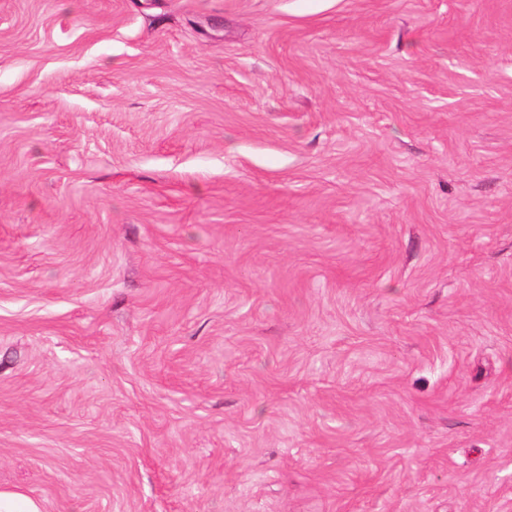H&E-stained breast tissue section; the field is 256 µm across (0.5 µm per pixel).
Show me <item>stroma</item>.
Listing matches in <instances>:
<instances>
[{"label":"stroma","mask_w":512,"mask_h":512,"mask_svg":"<svg viewBox=\"0 0 512 512\" xmlns=\"http://www.w3.org/2000/svg\"><path fill=\"white\" fill-rule=\"evenodd\" d=\"M0 490L512 512V0H0Z\"/></svg>","instance_id":"1"}]
</instances>
